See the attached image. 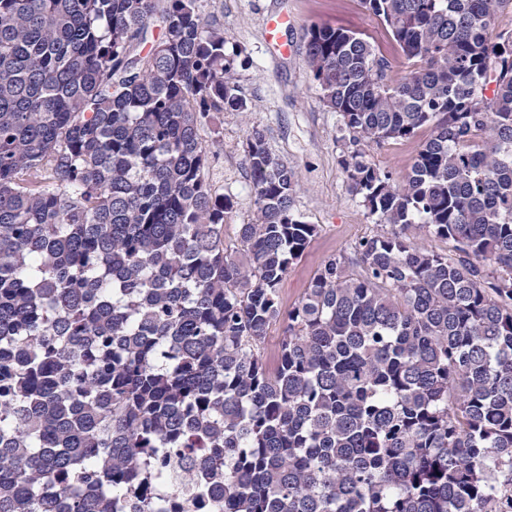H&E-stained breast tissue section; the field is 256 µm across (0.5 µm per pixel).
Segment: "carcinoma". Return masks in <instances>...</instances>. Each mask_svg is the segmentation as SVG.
Here are the masks:
<instances>
[{"mask_svg": "<svg viewBox=\"0 0 512 512\" xmlns=\"http://www.w3.org/2000/svg\"><path fill=\"white\" fill-rule=\"evenodd\" d=\"M359 4L396 56L318 24L305 56L394 230L285 313L296 172L248 136L231 243L207 184L201 120L247 110L224 25L0 0V512H512V0ZM421 129L399 182L359 148Z\"/></svg>", "mask_w": 512, "mask_h": 512, "instance_id": "cac0c4a2", "label": "carcinoma"}]
</instances>
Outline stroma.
Wrapping results in <instances>:
<instances>
[{"instance_id": "stroma-1", "label": "stroma", "mask_w": 512, "mask_h": 512, "mask_svg": "<svg viewBox=\"0 0 512 512\" xmlns=\"http://www.w3.org/2000/svg\"><path fill=\"white\" fill-rule=\"evenodd\" d=\"M203 15L224 25L227 50L236 54L233 79L247 101L244 112H227L206 124L204 141L221 139L223 148L211 157L207 181L213 190L233 195L237 205L228 226L246 223L252 213L253 187L243 165V144L249 131H260L268 148L298 175L294 208L318 234L293 262L279 285L283 309L293 308L324 261L349 252L357 241L380 231L361 198L351 192L340 165L348 140L336 113L320 101V91L305 59L304 33L312 24L344 26L370 36L385 53L394 48L380 23L358 0H198ZM285 16L290 23L280 42L264 37L269 20ZM292 52L282 55L280 43ZM423 135L389 141L366 149L367 156L394 179L409 171Z\"/></svg>"}]
</instances>
